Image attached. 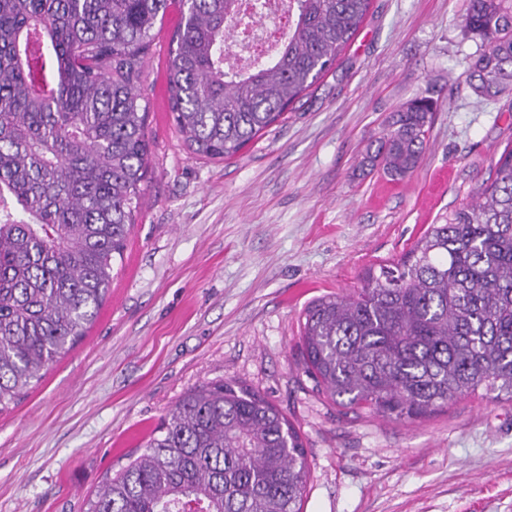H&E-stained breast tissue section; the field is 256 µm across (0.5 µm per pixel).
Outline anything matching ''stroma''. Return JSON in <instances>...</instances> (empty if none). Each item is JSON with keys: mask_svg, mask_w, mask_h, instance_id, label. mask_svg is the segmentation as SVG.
Masks as SVG:
<instances>
[{"mask_svg": "<svg viewBox=\"0 0 512 512\" xmlns=\"http://www.w3.org/2000/svg\"><path fill=\"white\" fill-rule=\"evenodd\" d=\"M468 0H372L336 70L234 157L193 154L169 113L171 38L155 26L144 193L86 336L0 411V512H87L189 389L233 380L301 432L302 512H512V401L467 397L403 422L341 407L303 371L313 299L359 288L431 224L477 198L512 147V93L466 82L480 45ZM437 103L414 172L358 166L389 116Z\"/></svg>", "mask_w": 512, "mask_h": 512, "instance_id": "obj_1", "label": "stroma"}]
</instances>
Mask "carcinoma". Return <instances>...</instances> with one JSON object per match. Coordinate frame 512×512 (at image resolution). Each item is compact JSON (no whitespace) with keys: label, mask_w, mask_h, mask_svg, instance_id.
Masks as SVG:
<instances>
[{"label":"carcinoma","mask_w":512,"mask_h":512,"mask_svg":"<svg viewBox=\"0 0 512 512\" xmlns=\"http://www.w3.org/2000/svg\"><path fill=\"white\" fill-rule=\"evenodd\" d=\"M371 0H281L274 51L227 63L255 0H195L170 50L169 110L190 151L236 155L277 123L358 34ZM170 0H0V411L86 336L142 194L140 104L152 30ZM482 45L466 80L487 100L512 88V0H469ZM436 101L393 115L362 164L403 178ZM304 373L333 402L417 420L459 399L512 401V148L475 202L431 224L351 294L304 311ZM301 434L232 381L186 392L159 435L109 477L88 512H301Z\"/></svg>","instance_id":"obj_1"}]
</instances>
